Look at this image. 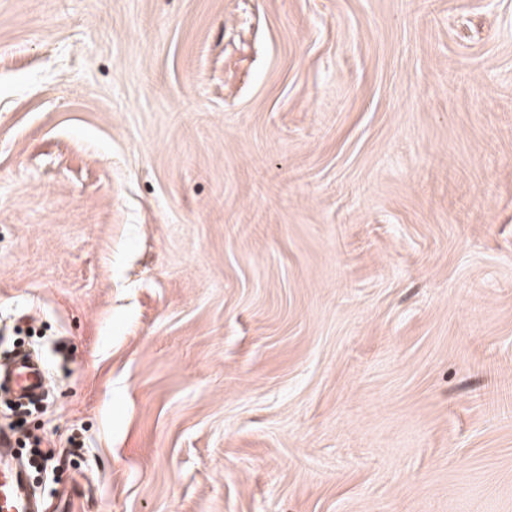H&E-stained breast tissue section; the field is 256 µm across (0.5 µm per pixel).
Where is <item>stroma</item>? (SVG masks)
<instances>
[{
	"instance_id": "35a3bbf8",
	"label": "stroma",
	"mask_w": 512,
	"mask_h": 512,
	"mask_svg": "<svg viewBox=\"0 0 512 512\" xmlns=\"http://www.w3.org/2000/svg\"><path fill=\"white\" fill-rule=\"evenodd\" d=\"M23 314L49 512H512V0H0Z\"/></svg>"
}]
</instances>
